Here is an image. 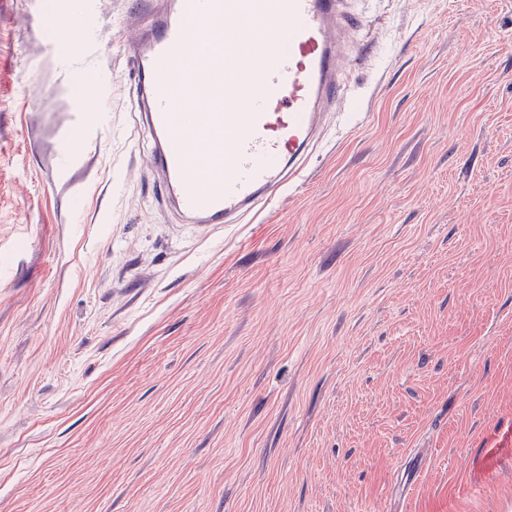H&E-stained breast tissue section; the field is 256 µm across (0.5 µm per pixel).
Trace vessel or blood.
<instances>
[{
    "mask_svg": "<svg viewBox=\"0 0 512 512\" xmlns=\"http://www.w3.org/2000/svg\"><path fill=\"white\" fill-rule=\"evenodd\" d=\"M140 2L125 52L158 197L181 224L254 223L304 183L364 58L357 0Z\"/></svg>",
    "mask_w": 512,
    "mask_h": 512,
    "instance_id": "1",
    "label": "vessel or blood"
}]
</instances>
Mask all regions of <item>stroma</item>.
I'll return each mask as SVG.
<instances>
[{
  "mask_svg": "<svg viewBox=\"0 0 512 512\" xmlns=\"http://www.w3.org/2000/svg\"><path fill=\"white\" fill-rule=\"evenodd\" d=\"M94 2L0 0V512H512V0H366L363 126L204 230Z\"/></svg>",
  "mask_w": 512,
  "mask_h": 512,
  "instance_id": "35a3bbf8",
  "label": "stroma"
}]
</instances>
